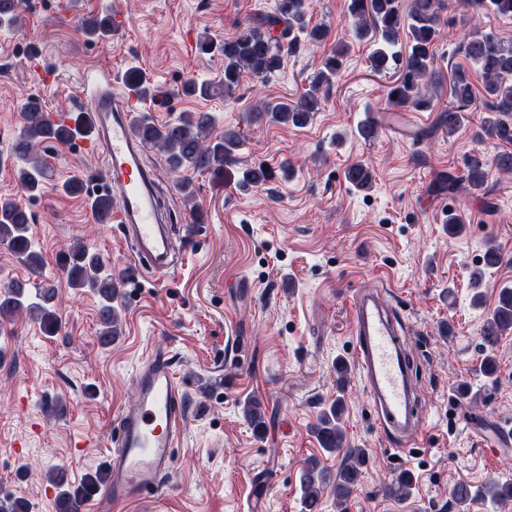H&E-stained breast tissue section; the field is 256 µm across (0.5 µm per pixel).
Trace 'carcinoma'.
<instances>
[{
	"label": "carcinoma",
	"mask_w": 512,
	"mask_h": 512,
	"mask_svg": "<svg viewBox=\"0 0 512 512\" xmlns=\"http://www.w3.org/2000/svg\"><path fill=\"white\" fill-rule=\"evenodd\" d=\"M462 6L472 10L473 21L463 29L460 48L464 57L476 68L482 78L483 97L491 115L483 121L482 131L488 138L503 145H512V46H507L494 34L481 30L479 18L494 14L512 17V0H460ZM447 9V0H410L404 11L400 0H350L348 14L354 34L369 38L376 47L368 56L370 68L377 73L395 70L397 78L386 91V99L393 108L412 107L427 109L431 99L425 89L441 82V74L434 62L436 44L440 36L441 14ZM305 0H278L275 14L252 20L244 31L220 45L224 56V77L217 82L189 80L183 92L189 96L210 98L220 95L233 98L246 73L268 77L281 68L283 56L300 47L299 36L306 34L308 41L320 44L330 37L329 27L307 28ZM19 17L18 0H0V25H13ZM82 29L89 36L102 37L112 32L109 18L85 19ZM408 32L406 57L389 52L388 46L397 43L400 33ZM347 49L334 48L314 76L310 89L289 106L285 103L263 101L254 108V118L271 123L303 127L319 111L321 97L333 84L340 72ZM123 81L140 97L156 96L155 87L137 67L128 68ZM451 101L441 111L439 125L455 131L461 124L462 112L474 102L475 90L470 71L456 67L451 74ZM23 127L13 142L12 152L17 160L16 178L20 189L29 197L38 196L44 188L46 160L41 153L45 142L67 143L85 132L81 116L75 124H57L51 121L45 104L31 97L22 105ZM135 131L145 145L162 156L169 171L176 176V187L184 202L190 204V223H204L203 214L195 203L194 179L198 176L224 170V163L235 159L243 145L239 131L226 129L216 132V118L208 111L182 112L164 123L157 122L149 112H142L135 120ZM483 157L472 156L465 164V172L440 178V188L450 193L464 182L470 189H479L485 183ZM347 181L358 189L372 186V173L362 162L352 164L346 171ZM32 215L20 202L0 196V242L5 244L27 267L34 270L42 266L43 257L37 251L31 233ZM60 268L66 275L69 288L89 292L97 299L99 340L109 345L120 335L123 308L119 278L112 272L100 253L82 241L71 244L60 255ZM57 288L53 284H29L12 280L0 290V323L11 322L25 315L36 320L47 336L60 331L55 307ZM507 332H512V288L500 289L496 306L481 328L485 355L480 371L488 379L497 373L494 347ZM243 413L254 428L264 426V412L259 401L249 399L243 404ZM344 401L336 397L328 409L321 412L315 433L322 449L330 454L344 452L341 465L332 476L322 469L316 459L308 460L299 475V488L307 512H316L324 489H331L337 512H347V502L358 484L367 462L362 448L346 444L342 428ZM48 481L59 489L57 512H77L78 505L97 491L102 475L89 474L79 485L68 482L64 469L47 473ZM413 488V478L400 472L392 480L389 491L405 499ZM489 499L494 503L512 502V479L493 480L476 488L460 482L452 489L457 506H465L476 499Z\"/></svg>",
	"instance_id": "obj_1"
}]
</instances>
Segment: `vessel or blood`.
I'll use <instances>...</instances> for the list:
<instances>
[{
    "label": "vessel or blood",
    "mask_w": 512,
    "mask_h": 512,
    "mask_svg": "<svg viewBox=\"0 0 512 512\" xmlns=\"http://www.w3.org/2000/svg\"><path fill=\"white\" fill-rule=\"evenodd\" d=\"M141 108L133 91L96 88L82 107L86 134L79 146L103 159L99 192L115 203L113 219L131 269L164 280L183 259L174 251L154 174L134 134L133 117ZM352 305V360L376 425L396 452H409L420 444L424 418L415 408L409 339L373 290H358ZM135 381L137 395L114 421L113 450L105 465V492L116 504L146 498L172 473L174 431L186 403L187 386L175 376L166 351H148Z\"/></svg>",
    "instance_id": "obj_1"
}]
</instances>
